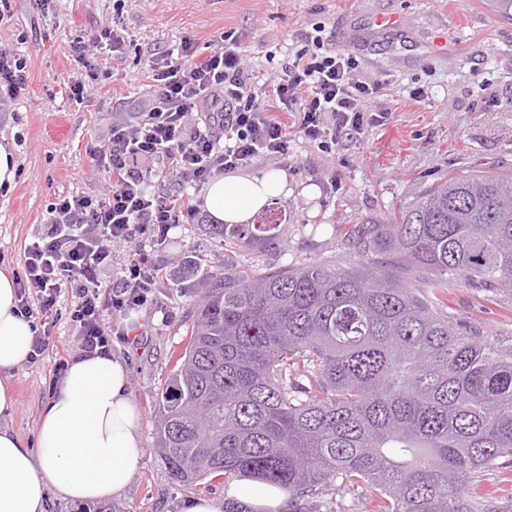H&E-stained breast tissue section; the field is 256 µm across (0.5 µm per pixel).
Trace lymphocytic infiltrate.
I'll use <instances>...</instances> for the list:
<instances>
[{"mask_svg":"<svg viewBox=\"0 0 512 512\" xmlns=\"http://www.w3.org/2000/svg\"><path fill=\"white\" fill-rule=\"evenodd\" d=\"M124 47L115 26L77 40L73 58L86 78L71 85V98L87 99L99 55L116 58ZM195 52L187 38L178 53L153 54L146 112L113 120L104 144L90 152L110 173L109 186L96 195L57 196L43 233L25 247L14 279L18 308L31 323L29 361L49 350L62 320L80 356L111 355L113 337L128 333V314L157 306L167 269L152 255L173 229L198 216L190 186L260 156L289 160L298 135L333 153L378 119L367 105L381 82L361 80L358 56L325 48L322 38H305L266 84L253 80L235 32L222 33L206 57ZM159 182L169 191L156 190Z\"/></svg>","mask_w":512,"mask_h":512,"instance_id":"lymphocytic-infiltrate-1","label":"lymphocytic infiltrate"}]
</instances>
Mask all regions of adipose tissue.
Segmentation results:
<instances>
[{
	"instance_id": "obj_1",
	"label": "adipose tissue",
	"mask_w": 512,
	"mask_h": 512,
	"mask_svg": "<svg viewBox=\"0 0 512 512\" xmlns=\"http://www.w3.org/2000/svg\"><path fill=\"white\" fill-rule=\"evenodd\" d=\"M291 194L280 172L218 176L205 189L203 207L216 221L246 224L272 200ZM31 341L15 280L0 270V512H45L50 488L72 502L122 493L144 455L125 361L116 355L73 361L41 409L31 447L10 426L17 409L11 373L27 358ZM231 499L250 512H288L287 490L255 479L231 482L220 495L187 498L182 512H224Z\"/></svg>"
}]
</instances>
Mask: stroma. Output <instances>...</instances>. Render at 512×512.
Instances as JSON below:
<instances>
[{"mask_svg":"<svg viewBox=\"0 0 512 512\" xmlns=\"http://www.w3.org/2000/svg\"><path fill=\"white\" fill-rule=\"evenodd\" d=\"M381 16L397 17L398 27L381 28ZM112 22L125 30L124 53L101 57L92 95L76 104L69 87L84 71L72 42ZM316 28L325 43L360 58L363 78L383 80L374 109L384 118L345 142L341 155L299 137L290 162L261 156L250 163L253 171H284L294 195L272 205L284 218L278 249H241L238 265L262 271L313 261L355 265L341 246L350 225L384 219L451 175L512 172V20L496 16L485 0L475 9L465 0H56L46 15L31 0H10L0 18V49L26 60L28 82L19 98L0 101V137L13 141L19 162L13 189L0 192V253L8 268L21 266L55 196L106 187L108 176L89 152L102 145L113 119L141 111L153 83L150 54L179 49L186 36L204 54L231 30L264 83L292 44ZM418 87L424 97H414ZM211 222L207 216L182 225L155 252L170 267L190 255L197 269L162 289V310L130 314L139 341L114 343L141 412L144 456L129 488L112 498L113 512H181L188 497L224 492L220 480L173 483L156 449L154 396L187 343L186 321L200 300L203 273L224 270V248L211 238ZM445 303L460 325L490 343L512 345V292H479L458 278ZM53 334L52 349L13 372L18 406L11 427L30 445L56 361L76 355L67 323ZM370 498L364 489L329 488L296 498L290 512H306L312 502L331 505L332 512H372Z\"/></svg>","mask_w":512,"mask_h":512,"instance_id":"1","label":"stroma"}]
</instances>
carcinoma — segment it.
I'll return each instance as SVG.
<instances>
[{
	"label": "carcinoma",
	"mask_w": 512,
	"mask_h": 512,
	"mask_svg": "<svg viewBox=\"0 0 512 512\" xmlns=\"http://www.w3.org/2000/svg\"><path fill=\"white\" fill-rule=\"evenodd\" d=\"M231 256L205 288L156 397L173 482L242 476L300 496L368 488L376 512H512L481 482L512 469V346L462 330L448 274L512 291V174L452 177L384 221L359 259L242 270L280 224H212Z\"/></svg>",
	"instance_id": "obj_1"
}]
</instances>
